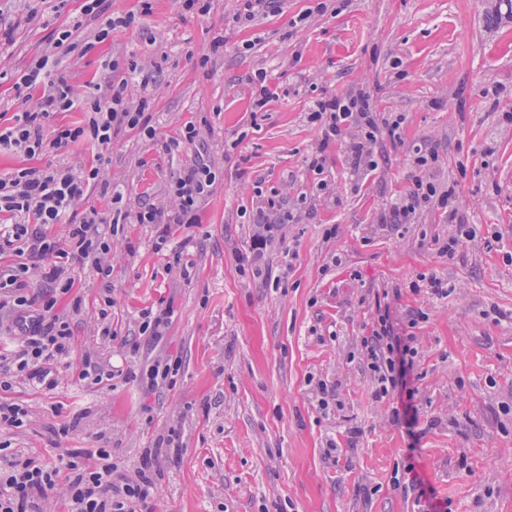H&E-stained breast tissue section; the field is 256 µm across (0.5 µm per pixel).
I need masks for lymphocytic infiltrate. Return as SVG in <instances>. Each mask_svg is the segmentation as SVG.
Listing matches in <instances>:
<instances>
[{
  "label": "lymphocytic infiltrate",
  "instance_id": "1",
  "mask_svg": "<svg viewBox=\"0 0 512 512\" xmlns=\"http://www.w3.org/2000/svg\"><path fill=\"white\" fill-rule=\"evenodd\" d=\"M73 27L54 30L46 48L35 57L15 84L21 108L10 125L0 126V153L27 156L46 155L78 142L101 147L111 146L123 129H136L147 138H155L152 125V101L141 95L137 104H129V81L120 76L118 63H109L117 79L110 94L101 96L78 92L69 76L60 69L63 57L78 50ZM41 88L39 98H31L33 88ZM79 110L86 119L75 126H61L53 137H46L45 127L60 112ZM308 123L320 134L318 149L306 159L309 171L317 174V190H325L323 180L324 148L330 143L347 141L353 172L373 170L378 166L376 146L389 141L402 145V129L406 117L400 112L378 111L376 100L368 92L342 95L325 94L316 98L306 114ZM438 160L435 150L414 148L409 154V185L399 203L381 215L380 225L394 228L412 223L423 209L436 207L448 215L456 230L448 239L439 241L436 252L448 257L459 251L463 243L479 234L476 225L465 223L461 215L460 192L456 181L439 186L427 173ZM216 169L213 161L196 156L170 185L169 193L178 201L176 209L157 205L142 208L136 215L120 209L123 194L119 186L104 180L100 165L74 170L49 164L44 168L20 167L0 174V216L8 223L0 225V254L10 253L18 263L12 274L0 276V309H9L12 326L19 336L16 347L0 355L13 377L51 390L57 386V369L72 352L73 331L66 315L57 313V293H68L73 284L66 272L73 263L92 267L101 279H109L112 269L104 261L109 241L102 234V224H123L128 217L156 229L158 244H166L174 227H192L199 222L202 202L215 188ZM100 186L115 208L107 215L90 211L77 216L76 206L88 186ZM259 221L254 226L247 251H234L241 271L259 274L263 252L276 234L292 219L291 211L281 201L256 189ZM62 224L67 233L61 240L50 239L44 226ZM38 270L47 291L35 295L28 291L31 270ZM361 348L376 384L377 399H397L393 413L396 419L415 426L417 407L410 374L415 350L408 336L400 331L390 310H380L371 335L362 337ZM158 462L143 459L134 475L119 471L106 448L70 450L59 458L55 469H46L32 458L0 453V512H43L42 504L57 481H65L67 495L64 512H137L154 496V474Z\"/></svg>",
  "mask_w": 512,
  "mask_h": 512
}]
</instances>
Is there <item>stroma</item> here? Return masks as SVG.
<instances>
[{
	"label": "stroma",
	"instance_id": "35a3bbf8",
	"mask_svg": "<svg viewBox=\"0 0 512 512\" xmlns=\"http://www.w3.org/2000/svg\"><path fill=\"white\" fill-rule=\"evenodd\" d=\"M312 4L281 0L252 27L231 28L236 0H211L203 16L176 0H152L147 15L141 0H111V12L132 16L129 27L102 42L93 28L79 30L90 48L67 65L81 89L107 93L112 59L151 75L147 89L128 94H149L159 138L120 131L103 171L124 190V207H174L169 185L195 152L173 157L161 143L190 122L209 128L217 181L199 224L179 228L163 249L150 225H119L105 256L111 285L72 265L73 292L57 304L72 314V295L84 300L72 315L76 354L137 373L167 359L178 365L170 382L151 392L120 376L95 386L59 367L54 390L22 382L8 390L32 422L0 430V444L49 469L63 449L108 448L130 475L177 432L179 448L158 457L156 512H423L409 488L416 477L447 512H512V127L499 125L481 95L500 85L512 106V0H348L311 17ZM80 5L0 0V26L12 31L0 48L1 126L21 106L16 75ZM221 34L224 52L211 55ZM262 71L276 96L259 109L250 80ZM350 90L405 114L403 144H379L377 169L357 174L346 143L330 144L321 196L305 164L320 135L305 114L323 93ZM416 146L436 150L431 179L458 181L466 219L480 230L455 258L434 249L455 230L442 211L395 230L378 224L408 186ZM96 152L88 143L34 158L2 154L0 172L75 168ZM258 183L293 214L259 277L232 257L250 246ZM176 252L183 268L167 269ZM433 278L442 294L429 288ZM381 294L394 317L413 323L421 433L413 452L391 404L375 399L361 352ZM168 304L164 338L142 335V312ZM320 381L336 392L326 411Z\"/></svg>",
	"mask_w": 512,
	"mask_h": 512
}]
</instances>
